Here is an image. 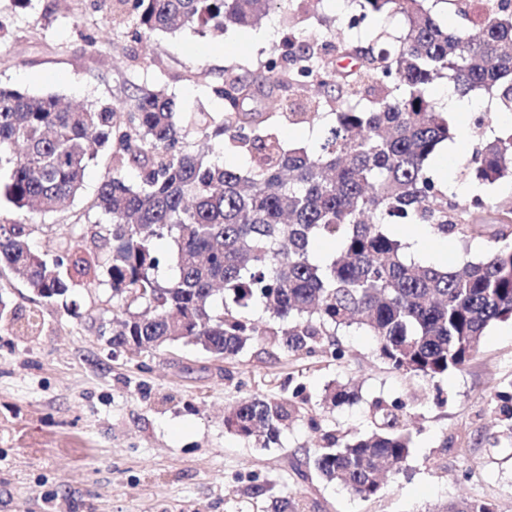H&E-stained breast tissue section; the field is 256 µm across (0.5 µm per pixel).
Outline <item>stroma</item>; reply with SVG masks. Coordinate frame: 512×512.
<instances>
[{
	"instance_id": "35a3bbf8",
	"label": "stroma",
	"mask_w": 512,
	"mask_h": 512,
	"mask_svg": "<svg viewBox=\"0 0 512 512\" xmlns=\"http://www.w3.org/2000/svg\"><path fill=\"white\" fill-rule=\"evenodd\" d=\"M348 0L271 11L260 25L224 35L189 30L131 41L105 25L94 0H0V85L72 103L120 99L124 86L165 90L179 112H219L224 72L244 64L267 78L288 29L330 35ZM103 160L89 164L75 199L46 214L0 206V223L30 226L47 259L66 251L109 257L107 220L92 203ZM15 314L0 324V512H430L461 498L512 512V322L490 325L460 371L408 377L376 355L362 330L337 348L294 354L248 345L218 360L180 342L152 352L113 350L109 286H74L46 302L0 276ZM336 383L356 396L322 401ZM295 401L299 413L261 444L230 433L224 414L245 396ZM412 429L404 469L363 499L327 483L313 453L323 433L358 438L374 402ZM264 486L256 495L252 486Z\"/></svg>"
}]
</instances>
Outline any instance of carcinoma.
I'll return each mask as SVG.
<instances>
[{"label": "carcinoma", "instance_id": "obj_1", "mask_svg": "<svg viewBox=\"0 0 512 512\" xmlns=\"http://www.w3.org/2000/svg\"><path fill=\"white\" fill-rule=\"evenodd\" d=\"M108 24L135 40L156 31L222 32L255 26L294 0H98ZM450 0H350L355 13L328 39L288 31L282 61L270 60L258 90L225 70L222 112H191L180 125L173 101L136 86L114 103L72 109L55 95L0 87V198L26 213L52 211L80 190L89 163L110 148L92 207L107 216L111 258L72 253L52 263L32 250L22 223L0 224V271L38 298L64 296L106 269L112 289V348L158 350L181 341L216 359L237 356L254 340L312 354L335 345L338 331L373 336L379 358L402 375L434 378L475 357L484 331L512 321V193L464 204L437 178L432 159L454 138L448 113L429 89L448 80L462 94L486 91L494 107L471 113L476 136L468 166L477 187L512 186V0H485L482 21L466 33L440 27L432 8ZM398 14L397 37L369 20ZM341 68L329 67L328 49ZM317 90L307 112H290L283 93ZM267 100L248 106L256 93ZM323 126L319 148L287 149L281 125ZM228 137L249 157L228 166L185 145ZM128 168L139 171L130 182ZM428 227L462 250L446 267L421 265L391 232ZM169 239L173 261L156 248ZM488 243L474 257L470 244ZM260 306L274 327L245 315ZM287 400L243 398L225 428L267 440L288 427ZM313 465L329 482L361 498L381 493L403 468L411 435L399 417L375 406L373 429L352 442L330 433ZM436 512H492L462 499Z\"/></svg>", "mask_w": 512, "mask_h": 512}]
</instances>
